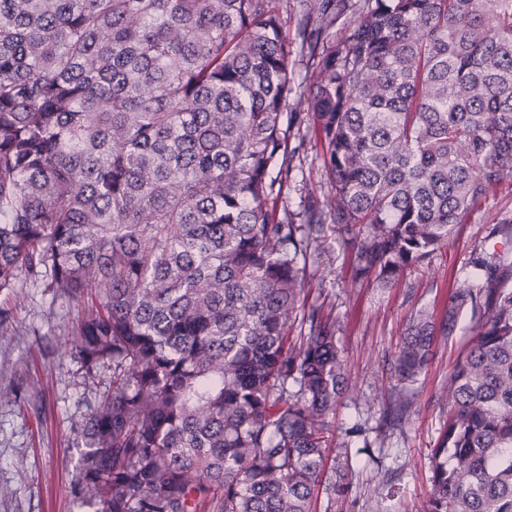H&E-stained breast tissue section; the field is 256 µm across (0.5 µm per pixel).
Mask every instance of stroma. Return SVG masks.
Segmentation results:
<instances>
[{"label":"stroma","instance_id":"stroma-1","mask_svg":"<svg viewBox=\"0 0 512 512\" xmlns=\"http://www.w3.org/2000/svg\"><path fill=\"white\" fill-rule=\"evenodd\" d=\"M302 106L289 96L283 126L297 154L277 207L294 223L306 220L309 199L325 200L328 183L322 146L297 127ZM512 219V187L503 186L464 224L429 265L407 271L393 286L354 285L348 252L328 239L335 262L329 269H305L306 301L336 318L349 394L336 406L337 434L355 423L377 426L389 401V385L377 371L392 355L417 310L441 313L450 284L478 286L468 264L472 251L490 248L495 225ZM91 306L88 299L59 296L36 283L9 294L0 308V387L13 389L14 402L0 404V512H92L72 495L79 457L74 423L88 390L73 348V330ZM475 320L463 313L456 336L441 338L412 388L416 412L405 424L383 432V447L353 457L352 488L332 512H375L386 500L393 512H421L430 490L431 450L448 413L441 389L469 338Z\"/></svg>","mask_w":512,"mask_h":512}]
</instances>
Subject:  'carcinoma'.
<instances>
[{"mask_svg": "<svg viewBox=\"0 0 512 512\" xmlns=\"http://www.w3.org/2000/svg\"><path fill=\"white\" fill-rule=\"evenodd\" d=\"M276 0H0V290L94 296L78 498L95 512H317L348 390L336 319L305 301L334 263L388 286L512 183V0H318L301 125L329 195L277 210L292 42ZM345 10L354 20L334 38ZM417 312L389 421L437 338L477 317L442 393L424 512H512V258ZM298 324L299 335L289 334Z\"/></svg>", "mask_w": 512, "mask_h": 512, "instance_id": "carcinoma-1", "label": "carcinoma"}]
</instances>
